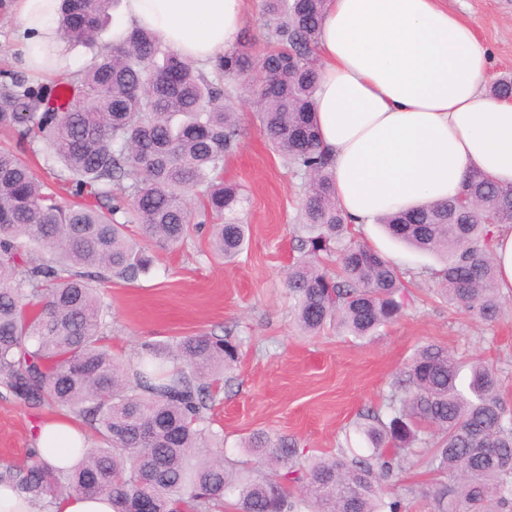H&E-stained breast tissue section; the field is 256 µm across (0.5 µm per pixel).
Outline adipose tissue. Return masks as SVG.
Segmentation results:
<instances>
[{
  "label": "adipose tissue",
  "mask_w": 512,
  "mask_h": 512,
  "mask_svg": "<svg viewBox=\"0 0 512 512\" xmlns=\"http://www.w3.org/2000/svg\"><path fill=\"white\" fill-rule=\"evenodd\" d=\"M251 2L120 0L112 40L146 28L206 65L238 44ZM58 10L59 0H19L27 69L66 66ZM317 58L314 116L336 202L355 227L456 197L475 171L512 185V99L486 93L489 54L448 0H328ZM86 437L64 413L37 428L33 450L66 470L87 451Z\"/></svg>",
  "instance_id": "obj_1"
}]
</instances>
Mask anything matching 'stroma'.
Instances as JSON below:
<instances>
[{"instance_id": "35a3bbf8", "label": "stroma", "mask_w": 512, "mask_h": 512, "mask_svg": "<svg viewBox=\"0 0 512 512\" xmlns=\"http://www.w3.org/2000/svg\"><path fill=\"white\" fill-rule=\"evenodd\" d=\"M448 6L474 24L489 52V80L512 75V0H448ZM20 38L15 0H0V69L36 88L55 87L57 75L36 76L21 68L15 52ZM231 89L241 136L224 176L246 188L242 217L250 226L249 247L234 262H224L211 252L202 230L177 248L157 250L153 269L137 282L104 284L106 345L130 359L141 344L179 336L215 333L236 339L240 360L225 374L213 410L214 426L232 449L263 429L293 437L315 454L334 453L344 443L365 453L355 421L381 407L396 374L426 342L493 363L502 397L512 407V295H501L494 323L468 318L432 293L435 257L393 241L379 225L358 235L406 272L410 295L401 318L363 340L337 328L316 337L298 334L285 274L296 257L303 178L270 150L248 93L236 83ZM57 413L54 407L27 405L0 383V466L24 464L36 426ZM428 479L424 461L412 458L385 490L406 497L410 512H428L419 496Z\"/></svg>"}]
</instances>
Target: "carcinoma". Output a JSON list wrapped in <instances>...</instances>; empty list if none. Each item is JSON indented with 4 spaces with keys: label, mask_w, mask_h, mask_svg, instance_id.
<instances>
[{
    "label": "carcinoma",
    "mask_w": 512,
    "mask_h": 512,
    "mask_svg": "<svg viewBox=\"0 0 512 512\" xmlns=\"http://www.w3.org/2000/svg\"><path fill=\"white\" fill-rule=\"evenodd\" d=\"M113 0H61L63 39L89 50L66 77L67 105L21 77L0 79V375L30 405H56L99 440L63 473L30 459L0 473L36 503L71 492L112 494L115 512H406L384 486L405 459L421 457L431 481L430 512H512V408L494 366L463 361L448 348L417 347L384 398L356 431L368 454L339 448L307 454L284 435L258 429L240 448L259 467L222 451L211 411L224 372L239 359L230 336H180L144 343L124 361L103 344L107 329L94 283L134 282L154 265L153 247L184 243L193 225L210 248L234 260L249 241L240 213L244 186L224 178L240 134L224 81L248 77L259 126L283 164L305 176L296 249L287 286L301 336L331 325L366 339L400 317L405 276L355 239L335 199L333 176L313 117L315 53L326 0H260L271 35L260 54L245 40L208 74L147 29L102 45ZM47 143L64 204L40 180L26 152ZM467 194L485 202L467 211L454 197L380 218L386 232L442 257L437 293L470 318L500 314L493 245L512 224V186L475 172ZM212 450L204 453L202 448Z\"/></svg>",
    "instance_id": "obj_1"
}]
</instances>
